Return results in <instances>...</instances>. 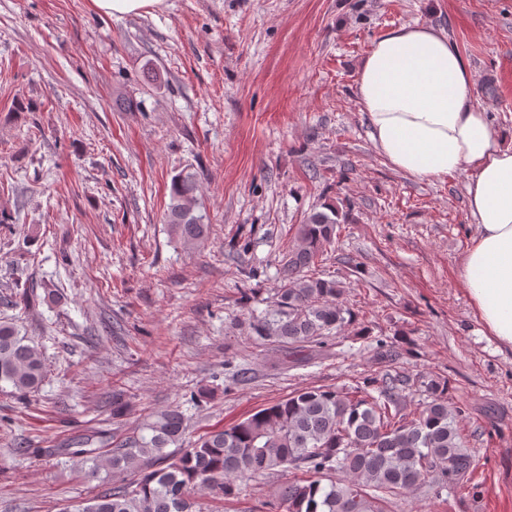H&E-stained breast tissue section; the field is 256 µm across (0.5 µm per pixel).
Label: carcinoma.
Here are the masks:
<instances>
[{
  "label": "carcinoma",
  "mask_w": 512,
  "mask_h": 512,
  "mask_svg": "<svg viewBox=\"0 0 512 512\" xmlns=\"http://www.w3.org/2000/svg\"><path fill=\"white\" fill-rule=\"evenodd\" d=\"M196 189L194 173L175 176L165 213L187 250L200 247L209 232L195 209ZM340 229L331 204L299 225L279 269L282 287L253 322L261 340L294 348L323 344L354 322L342 286L312 272ZM375 343L376 370L363 386L296 391L187 448L186 417L177 407L158 412L105 454L91 447L93 437L74 438L66 454L80 459L86 479H123L61 512H215L204 497L237 499L252 481L278 472L293 477L263 503L264 512H386L385 504L417 489L437 493L464 484L476 460L460 434L462 410L448 406L450 380L403 376L394 369L398 347L382 338ZM45 377L41 351L15 323L0 321V387L23 400ZM409 389L422 395L410 416L401 408Z\"/></svg>",
  "instance_id": "1"
}]
</instances>
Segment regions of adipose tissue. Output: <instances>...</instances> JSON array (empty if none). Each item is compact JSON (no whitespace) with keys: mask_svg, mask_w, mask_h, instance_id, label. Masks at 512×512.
I'll return each instance as SVG.
<instances>
[{"mask_svg":"<svg viewBox=\"0 0 512 512\" xmlns=\"http://www.w3.org/2000/svg\"><path fill=\"white\" fill-rule=\"evenodd\" d=\"M468 61L440 31L400 25L365 58L356 92L377 150L415 178L467 170L478 227L460 277L484 327L512 347V141L474 95Z\"/></svg>","mask_w":512,"mask_h":512,"instance_id":"obj_1","label":"adipose tissue"}]
</instances>
